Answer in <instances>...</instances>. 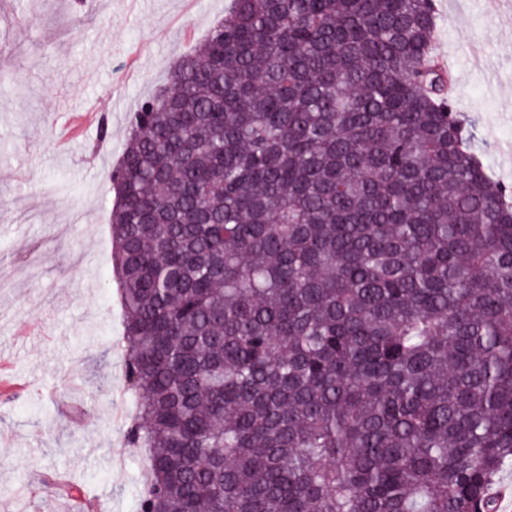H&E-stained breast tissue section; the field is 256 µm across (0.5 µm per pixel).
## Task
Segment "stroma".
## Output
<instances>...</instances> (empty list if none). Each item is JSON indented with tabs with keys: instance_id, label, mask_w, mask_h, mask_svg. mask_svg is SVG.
I'll return each mask as SVG.
<instances>
[{
	"instance_id": "35a3bbf8",
	"label": "stroma",
	"mask_w": 512,
	"mask_h": 512,
	"mask_svg": "<svg viewBox=\"0 0 512 512\" xmlns=\"http://www.w3.org/2000/svg\"><path fill=\"white\" fill-rule=\"evenodd\" d=\"M435 51L489 174L512 184V0H435ZM228 0H0V512H139L143 451L124 447L114 199L128 122Z\"/></svg>"
}]
</instances>
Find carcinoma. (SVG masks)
I'll return each mask as SVG.
<instances>
[{
    "mask_svg": "<svg viewBox=\"0 0 512 512\" xmlns=\"http://www.w3.org/2000/svg\"><path fill=\"white\" fill-rule=\"evenodd\" d=\"M433 0H231L105 178L140 512H499L512 186Z\"/></svg>",
    "mask_w": 512,
    "mask_h": 512,
    "instance_id": "carcinoma-1",
    "label": "carcinoma"
}]
</instances>
